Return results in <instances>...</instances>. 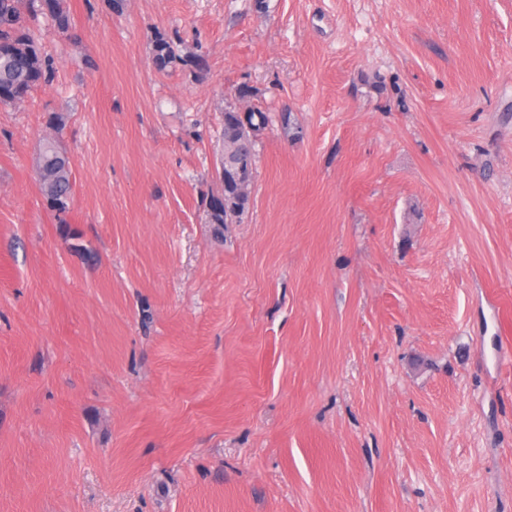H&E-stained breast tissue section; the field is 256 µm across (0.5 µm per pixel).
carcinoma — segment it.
Returning <instances> with one entry per match:
<instances>
[{"label":"carcinoma","mask_w":512,"mask_h":512,"mask_svg":"<svg viewBox=\"0 0 512 512\" xmlns=\"http://www.w3.org/2000/svg\"><path fill=\"white\" fill-rule=\"evenodd\" d=\"M48 13L56 31L66 35L72 29L69 11L61 0H0V106L11 107L22 101L46 79L49 65L42 59L38 37L29 21ZM155 58L159 65L172 63L175 56L163 39L155 42ZM40 190L50 207L58 212L69 208L72 198V171L68 158L52 141L39 148ZM249 197L226 183L220 196L210 198L209 220L224 229L228 218H240Z\"/></svg>","instance_id":"cac0c4a2"}]
</instances>
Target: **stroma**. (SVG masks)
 Listing matches in <instances>:
<instances>
[{"mask_svg": "<svg viewBox=\"0 0 512 512\" xmlns=\"http://www.w3.org/2000/svg\"><path fill=\"white\" fill-rule=\"evenodd\" d=\"M63 4L0 108V512H512V0ZM52 142L46 140L39 148L40 190L52 209L65 212L72 198V171L68 158ZM249 202V195L244 196L239 190L224 182L221 197L213 196L210 198L209 220L211 224H217L218 233L224 229V224L228 223V218H240L245 212Z\"/></svg>", "mask_w": 512, "mask_h": 512, "instance_id": "35a3bbf8", "label": "stroma"}]
</instances>
